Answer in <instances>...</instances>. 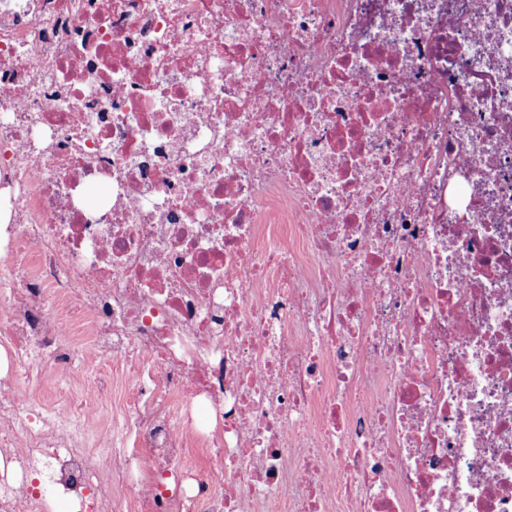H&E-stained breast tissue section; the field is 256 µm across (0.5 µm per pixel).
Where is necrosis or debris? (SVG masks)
I'll return each mask as SVG.
<instances>
[{"label":"necrosis or debris","mask_w":512,"mask_h":512,"mask_svg":"<svg viewBox=\"0 0 512 512\" xmlns=\"http://www.w3.org/2000/svg\"><path fill=\"white\" fill-rule=\"evenodd\" d=\"M0 211V512H512V0H0ZM91 368H97V371L71 381L46 368L37 381H22L20 390L47 409L82 403L90 411L93 427L101 425L109 429L112 420L125 408L130 377L125 369L99 361L92 362ZM101 397L107 398V407L103 410L99 409Z\"/></svg>","instance_id":"4bbe7bcc"}]
</instances>
